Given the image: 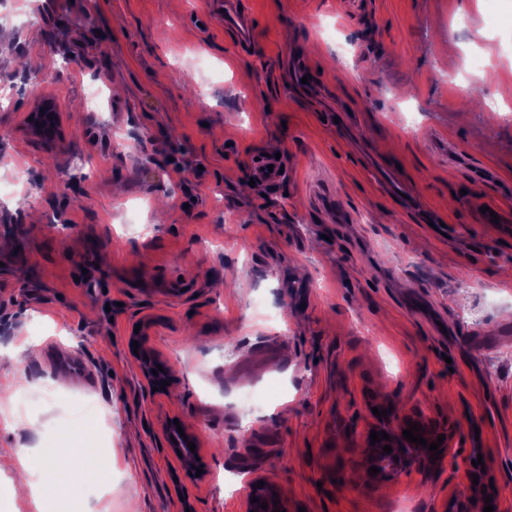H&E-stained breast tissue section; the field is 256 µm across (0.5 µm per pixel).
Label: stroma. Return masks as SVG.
<instances>
[{"label":"stroma","mask_w":512,"mask_h":512,"mask_svg":"<svg viewBox=\"0 0 512 512\" xmlns=\"http://www.w3.org/2000/svg\"><path fill=\"white\" fill-rule=\"evenodd\" d=\"M240 4L247 46L194 22L205 0H0V179L24 191L0 198V374L24 376L0 405L29 422L0 425V447L36 467L54 448L85 455L94 432L106 449L76 500L12 498L17 474L0 472V512H244L255 478L293 512H482L463 480L478 458L512 512V28L475 0ZM292 49L317 91L290 80ZM20 56L42 62L24 86ZM93 79L112 93L102 112ZM44 95L65 131L53 153L24 128ZM265 153L287 179L241 193ZM492 202L503 224L480 223ZM271 381L282 394L243 422L236 392ZM386 408L452 426L450 452L371 479ZM174 422L202 475L171 455Z\"/></svg>","instance_id":"35a3bbf8"}]
</instances>
